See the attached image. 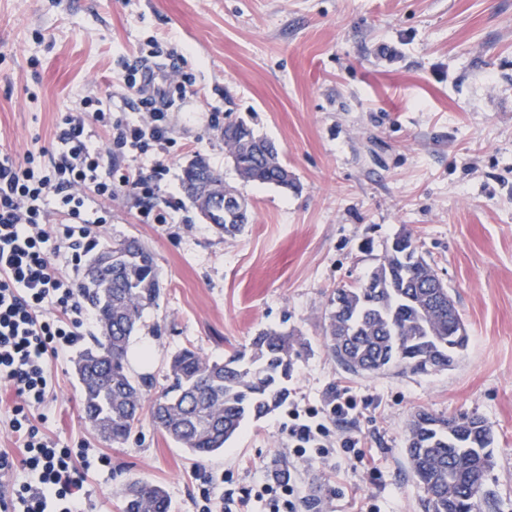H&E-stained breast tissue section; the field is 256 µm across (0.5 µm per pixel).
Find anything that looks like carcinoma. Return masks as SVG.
<instances>
[{"label": "carcinoma", "instance_id": "carcinoma-1", "mask_svg": "<svg viewBox=\"0 0 512 512\" xmlns=\"http://www.w3.org/2000/svg\"><path fill=\"white\" fill-rule=\"evenodd\" d=\"M224 145L245 183L296 187L294 175L275 143L255 135L244 121L224 125ZM209 183L224 196L239 192L202 156L184 169L182 185L193 204ZM214 230L234 237L249 222V211L228 216L198 208ZM437 272L406 235L385 244L370 275L335 289L325 303L323 336L331 358L355 375L427 374L448 359H459L469 336L456 307L439 302ZM79 292L94 308L102 329L75 364L87 420L102 438L124 443L141 420L145 381L127 366L131 336L146 309L160 295L152 252L135 239L106 241L91 258ZM299 339L291 331L266 330L223 359L193 348L176 353L169 384L150 401L153 424L164 435L204 459L224 450L250 420H259L288 398V381ZM477 414L411 416L407 456L412 479L426 494V512H483L492 508L485 489L493 469L492 435ZM121 512H168L164 487L132 480L120 488Z\"/></svg>", "mask_w": 512, "mask_h": 512}]
</instances>
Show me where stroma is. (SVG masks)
<instances>
[{
    "mask_svg": "<svg viewBox=\"0 0 512 512\" xmlns=\"http://www.w3.org/2000/svg\"><path fill=\"white\" fill-rule=\"evenodd\" d=\"M157 39L182 54L196 94L168 114L170 223H144L121 181L150 159L109 158L103 234L145 242L162 285L131 339L130 372L152 397L183 347L221 359L270 328L304 346L284 405L206 459L146 414L123 446L105 441L84 419L77 352L52 360L46 437L109 459L85 472L88 512H118L132 478L162 485L171 512H268L258 491L285 471L298 512H356L362 495L373 512H425L406 453L421 410L487 421L495 512H512V0H0V150L23 157L51 141L61 113L124 94L122 60ZM240 119L281 148L297 189L239 179L224 125ZM198 155L249 201L237 237L217 234L183 190ZM401 234L434 260L469 346L437 373H346L327 354L324 304ZM339 389L358 408L325 418L329 439L359 437L375 473L289 445V410Z\"/></svg>",
    "mask_w": 512,
    "mask_h": 512,
    "instance_id": "35a3bbf8",
    "label": "stroma"
}]
</instances>
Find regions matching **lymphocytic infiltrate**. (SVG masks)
<instances>
[{"label": "lymphocytic infiltrate", "mask_w": 512, "mask_h": 512, "mask_svg": "<svg viewBox=\"0 0 512 512\" xmlns=\"http://www.w3.org/2000/svg\"><path fill=\"white\" fill-rule=\"evenodd\" d=\"M176 54L158 42L149 56L124 63L123 81L133 92L132 109L143 115L140 122H126L120 105L92 98L85 112L60 117L51 147L20 159L0 152V383L18 398L9 429L20 451L16 458L0 453V471L19 466L29 474L10 495L0 497V512H85L83 479L71 451L53 447L29 417L30 408L51 394L50 360L68 354L83 328L96 321L56 259L79 267L85 240L109 221L107 212L94 206L112 197V169L95 141L97 130L106 132V147L136 159L173 144L167 112L186 97L191 81L185 76L152 89L145 65L148 59L168 61ZM167 172L157 162L136 170L130 182L146 202L145 213L154 214L159 224L167 221L158 209ZM51 210L63 215V223H45Z\"/></svg>", "instance_id": "obj_1"}]
</instances>
